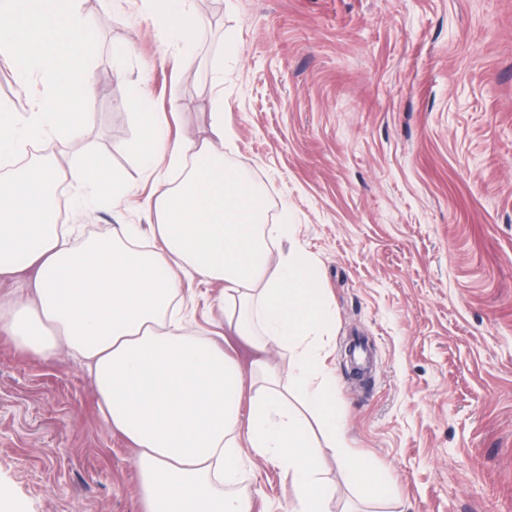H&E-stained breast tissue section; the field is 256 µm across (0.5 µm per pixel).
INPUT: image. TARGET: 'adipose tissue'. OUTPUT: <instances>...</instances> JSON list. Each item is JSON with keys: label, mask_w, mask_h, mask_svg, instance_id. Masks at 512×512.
Instances as JSON below:
<instances>
[{"label": "adipose tissue", "mask_w": 512, "mask_h": 512, "mask_svg": "<svg viewBox=\"0 0 512 512\" xmlns=\"http://www.w3.org/2000/svg\"><path fill=\"white\" fill-rule=\"evenodd\" d=\"M79 3L0 0V58L20 85L36 74L47 87L24 114L0 102V278L36 271L31 286L0 300V328L25 353L64 350L83 364L104 422L136 448L145 512H251L240 485L258 458L290 479V512H329L330 454L365 496L384 497V482L341 437L324 354L336 312L314 259L281 250L293 225L267 223L263 186L224 162L223 76L197 139L171 138L147 111L144 87H132L140 135L131 149L154 187L149 249L131 224L94 244L53 223L58 182L81 208L129 191L103 158L64 166L57 154L92 103ZM186 280L221 287L225 324L258 353L249 371L192 325ZM274 347L292 353L289 371L270 363ZM309 415L325 444L309 433Z\"/></svg>", "instance_id": "obj_1"}]
</instances>
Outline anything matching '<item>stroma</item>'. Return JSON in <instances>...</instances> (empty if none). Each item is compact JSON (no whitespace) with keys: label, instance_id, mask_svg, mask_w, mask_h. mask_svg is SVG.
Listing matches in <instances>:
<instances>
[{"label":"stroma","instance_id":"35a3bbf8","mask_svg":"<svg viewBox=\"0 0 512 512\" xmlns=\"http://www.w3.org/2000/svg\"><path fill=\"white\" fill-rule=\"evenodd\" d=\"M80 9L98 95L64 159L97 150L132 189L64 223L86 240L149 234L130 84L146 79L172 134L198 138L223 70L224 158L317 261L344 442L390 489L367 500L328 460L330 512H512V0H192L189 46L143 0ZM189 293L196 324L249 368L219 287ZM134 455L73 357L24 354L0 332L9 512H143ZM250 484L252 512H289L275 464L256 460Z\"/></svg>","mask_w":512,"mask_h":512}]
</instances>
